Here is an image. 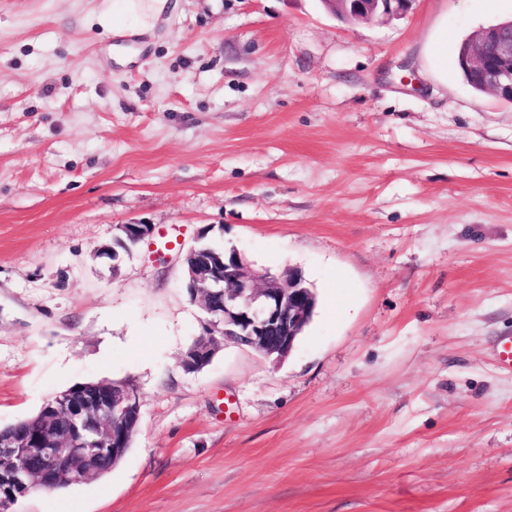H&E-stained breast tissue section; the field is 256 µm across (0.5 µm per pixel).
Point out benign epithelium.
<instances>
[{"label":"benign epithelium","mask_w":512,"mask_h":512,"mask_svg":"<svg viewBox=\"0 0 512 512\" xmlns=\"http://www.w3.org/2000/svg\"><path fill=\"white\" fill-rule=\"evenodd\" d=\"M333 14L354 23L394 17L412 0H322ZM465 72L498 98L512 103V25L481 30L459 51ZM150 224H123L115 244L143 240ZM187 291L206 314L203 337L184 353L182 366L197 371L216 354L215 337L245 343L280 361L293 350L312 317L316 297L296 268L266 288L257 286L246 258L232 249L222 255L192 248L186 255ZM142 396L131 384L115 389L99 382L56 393L42 406L39 431L21 439L0 435V512L34 490H51L66 480L82 484L95 476L102 454L116 458L138 430Z\"/></svg>","instance_id":"benign-epithelium-1"}]
</instances>
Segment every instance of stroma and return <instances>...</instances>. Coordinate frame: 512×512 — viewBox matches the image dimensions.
Listing matches in <instances>:
<instances>
[{"instance_id":"stroma-1","label":"stroma","mask_w":512,"mask_h":512,"mask_svg":"<svg viewBox=\"0 0 512 512\" xmlns=\"http://www.w3.org/2000/svg\"><path fill=\"white\" fill-rule=\"evenodd\" d=\"M150 2L0 0V428L142 396L111 472L17 512H512V104L456 65L512 0ZM204 243L302 270L287 358L183 370ZM414 0H322L335 16L354 23H368L377 17H394L407 11Z\"/></svg>"}]
</instances>
